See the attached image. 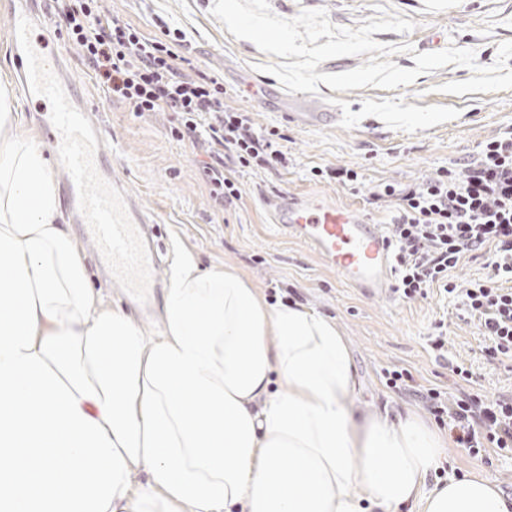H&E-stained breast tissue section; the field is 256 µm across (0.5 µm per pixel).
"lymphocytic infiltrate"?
<instances>
[{
	"label": "lymphocytic infiltrate",
	"mask_w": 512,
	"mask_h": 512,
	"mask_svg": "<svg viewBox=\"0 0 512 512\" xmlns=\"http://www.w3.org/2000/svg\"><path fill=\"white\" fill-rule=\"evenodd\" d=\"M58 15L99 84L135 114L173 113L174 139L204 141L237 167H287L282 133L259 132L250 112L227 107L217 79L183 74L172 42L106 16L98 0H60ZM373 198L396 201L388 227L395 294L416 300L439 290L460 316L475 321L489 357L512 369V130L482 144L477 159L461 170L440 169L403 189L388 184ZM480 257L491 276L449 279L451 269ZM451 371L459 384L452 397L417 384L407 369L384 377L389 388L420 398L470 457L512 454V394L487 397L473 387V368L455 364Z\"/></svg>",
	"instance_id": "f902f5d3"
}]
</instances>
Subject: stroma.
<instances>
[{
  "label": "stroma",
  "mask_w": 512,
  "mask_h": 512,
  "mask_svg": "<svg viewBox=\"0 0 512 512\" xmlns=\"http://www.w3.org/2000/svg\"><path fill=\"white\" fill-rule=\"evenodd\" d=\"M213 0H100L102 11L133 25L148 37L161 36L162 25L179 29L177 48L186 74L223 83L227 106L252 112L257 128H277L288 138L293 160L288 169L255 170L241 179L240 199H214L201 162L207 144L171 138L168 112L141 116L106 94L81 49L67 34H53L84 95L91 120L117 154L112 174L121 180L156 223L160 285L131 300L119 285L105 280L88 242L80 248L89 276L105 303L125 311L146 332L156 330L164 310L169 275L179 260L192 256L203 269L230 266L265 297L303 303L335 319L346 338L355 368L356 413L397 415L422 412L413 395L395 393L382 381L386 368H405L416 381L455 393L447 360L472 365L476 388L491 396L512 392V374L489 360L475 323L457 318L454 306L439 292L413 301L370 298L348 286L305 244L275 226L272 201L286 194L317 196L348 206L371 224L387 225L389 211L370 202L380 185H411L441 168L470 161L481 144L512 129V90L461 96L440 92L441 84L471 77L455 65L419 76L392 90L371 86L340 92L320 85L317 94L299 93L302 111H330L327 124L309 126L286 119L288 92L275 76L262 72L278 56L240 40L211 16ZM283 18L304 9L326 10L332 23L359 28L384 10L415 21L412 33H373L375 41L411 43L417 52L454 45L474 50L480 66L492 65L497 46L512 40V0H270ZM349 167L361 180L350 186L312 178V167ZM448 338L447 360L436 359L427 345L435 326ZM452 473L476 474L512 494V457L490 462L471 458L449 445Z\"/></svg>",
  "instance_id": "35a3bbf8"
}]
</instances>
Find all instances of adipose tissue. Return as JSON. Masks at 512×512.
Returning a JSON list of instances; mask_svg holds the SVG:
<instances>
[{
	"label": "adipose tissue",
	"instance_id": "ef3b65f1",
	"mask_svg": "<svg viewBox=\"0 0 512 512\" xmlns=\"http://www.w3.org/2000/svg\"><path fill=\"white\" fill-rule=\"evenodd\" d=\"M13 99L0 83V512H512L482 477L428 484L444 445L416 415L356 419L313 308L189 259L156 336L106 308Z\"/></svg>",
	"mask_w": 512,
	"mask_h": 512
}]
</instances>
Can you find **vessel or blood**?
Instances as JSON below:
<instances>
[{"instance_id":"vessel-or-blood-1","label":"vessel or blood","mask_w":512,"mask_h":512,"mask_svg":"<svg viewBox=\"0 0 512 512\" xmlns=\"http://www.w3.org/2000/svg\"><path fill=\"white\" fill-rule=\"evenodd\" d=\"M9 17L26 93L46 104L50 114L45 131L60 150L73 221L95 245L111 280L138 296L158 282L148 219L113 178L111 146L91 122L59 58L36 35L46 16L31 0H15ZM274 222L366 296L392 298L391 248L379 225L366 223L352 209L294 196L277 203Z\"/></svg>"}]
</instances>
